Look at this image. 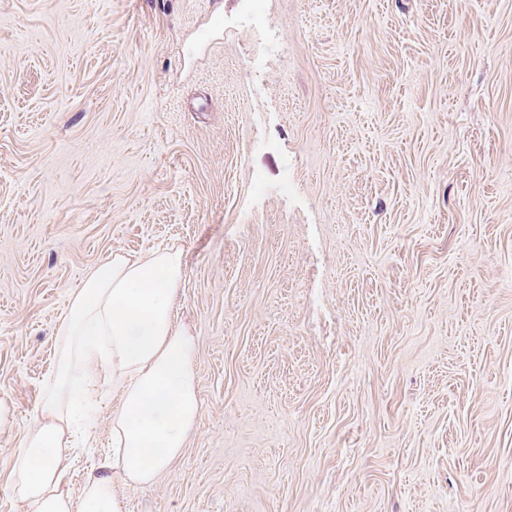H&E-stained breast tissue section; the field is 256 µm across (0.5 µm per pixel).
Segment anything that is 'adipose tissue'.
<instances>
[{"mask_svg":"<svg viewBox=\"0 0 512 512\" xmlns=\"http://www.w3.org/2000/svg\"><path fill=\"white\" fill-rule=\"evenodd\" d=\"M181 280L178 251L116 254L72 293L57 331L56 372L15 453L9 493L19 512H120L118 485H150L181 454L200 410L195 339L173 324ZM104 380L118 401L112 451L75 497L64 486L61 462L79 405L96 404Z\"/></svg>","mask_w":512,"mask_h":512,"instance_id":"obj_1","label":"adipose tissue"}]
</instances>
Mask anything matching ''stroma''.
Returning <instances> with one entry per match:
<instances>
[{
	"mask_svg": "<svg viewBox=\"0 0 512 512\" xmlns=\"http://www.w3.org/2000/svg\"><path fill=\"white\" fill-rule=\"evenodd\" d=\"M239 13L0 0V512L71 293L158 249L200 411L121 512H512V0Z\"/></svg>",
	"mask_w": 512,
	"mask_h": 512,
	"instance_id": "stroma-1",
	"label": "stroma"
}]
</instances>
